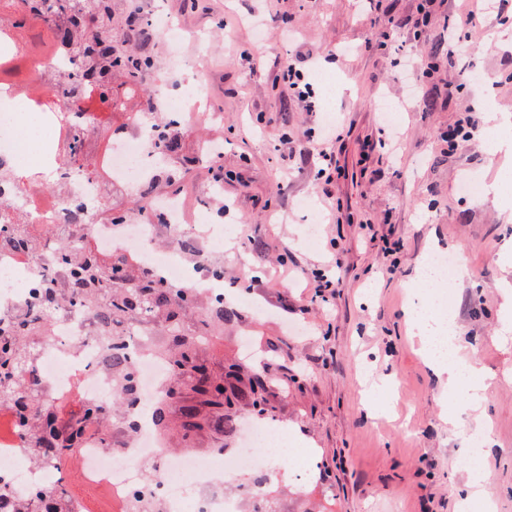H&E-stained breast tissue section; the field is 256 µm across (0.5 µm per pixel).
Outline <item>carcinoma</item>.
Segmentation results:
<instances>
[{
    "label": "carcinoma",
    "instance_id": "cac0c4a2",
    "mask_svg": "<svg viewBox=\"0 0 512 512\" xmlns=\"http://www.w3.org/2000/svg\"><path fill=\"white\" fill-rule=\"evenodd\" d=\"M90 0H0V27L17 32L38 29L47 46L62 43L69 48L70 65L75 76L99 81L119 67L126 78L128 90L141 87L140 76L153 68L148 57L132 56L112 45L115 35L101 38L92 30L80 27L81 16L90 11ZM58 258L73 269L71 292L80 298H106L108 307L97 311L102 325L112 332V372L115 386L123 389L120 399L133 404L137 401L135 377L124 350L126 324L144 315L164 322L175 354L168 358L171 381L165 399H172L174 386L185 375L196 379V398L180 406L183 430L190 440L206 424L224 423V435L235 433L233 416L242 406L263 413L262 398L267 394L271 379L263 369L242 373L239 364L224 366L217 376L196 357L198 344L206 332L185 327L182 313L191 307L195 294L187 288H176L148 274L132 278L126 285L112 279V270L98 264L96 252L77 249L67 244L55 246ZM206 317L219 325L234 324L241 319L239 309L221 298L210 301ZM25 331L48 337L53 324L48 319L32 317L9 330H0V394L13 396L29 440L32 453L48 466H60L65 457L82 441L84 430L76 424L59 435L55 422L43 424V402L31 390L13 388L16 375L27 370L31 355L20 342ZM44 503L43 512H66V493L46 491L18 497L11 502L10 512H35L33 502Z\"/></svg>",
    "mask_w": 512,
    "mask_h": 512
}]
</instances>
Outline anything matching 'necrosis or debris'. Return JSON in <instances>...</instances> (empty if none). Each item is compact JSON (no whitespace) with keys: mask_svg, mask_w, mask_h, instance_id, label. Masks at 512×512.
<instances>
[{"mask_svg":"<svg viewBox=\"0 0 512 512\" xmlns=\"http://www.w3.org/2000/svg\"><path fill=\"white\" fill-rule=\"evenodd\" d=\"M0 64L25 65L34 76L25 84L0 77V324L38 311L55 325L52 340L37 346L32 372L20 373L17 383L38 377L40 396L49 404L75 394L102 405L117 397L110 374L111 336L97 324L91 304L70 297L69 271L55 261L51 249L23 254L9 246L7 236L21 224L48 229L56 240H76L111 253L136 250L168 283L219 294L261 313L244 290L222 287L210 273L209 250H199L194 265L183 262L185 229L173 197L149 194L132 221L120 226L100 222L99 212L112 198H129L152 183L157 148L149 114L130 113L122 129L87 153L96 122L83 102L66 92L68 64L62 52L34 53L28 42L9 33L0 38ZM204 94L205 80L196 73L179 78L161 103L184 126L200 118ZM75 148L86 151L85 160L71 161ZM161 228L169 240L162 253L155 248ZM42 284L53 288L54 301L37 310L31 296ZM125 348L138 376L139 395L126 413L133 423L126 440L116 448L108 436L90 433L70 454L82 466L84 483L105 489L120 512H133L138 496L158 501L163 512H273L269 484L283 460L293 462L300 481L312 475L316 455L288 442L282 426L272 420L243 423L237 448L208 456L174 453L156 434L150 414L163 395L167 364L142 336H128ZM149 465L155 469L150 482L143 476ZM236 479L243 482L240 494H225V483ZM67 483L66 467L53 469L34 459L19 423L0 422L1 495L59 490Z\"/></svg>","mask_w":512,"mask_h":512,"instance_id":"obj_1","label":"necrosis or debris"}]
</instances>
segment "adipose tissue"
I'll return each mask as SVG.
<instances>
[{
  "instance_id": "adipose-tissue-1",
  "label": "adipose tissue",
  "mask_w": 512,
  "mask_h": 512,
  "mask_svg": "<svg viewBox=\"0 0 512 512\" xmlns=\"http://www.w3.org/2000/svg\"><path fill=\"white\" fill-rule=\"evenodd\" d=\"M406 317L421 342L427 365L448 380L449 393H460L459 406L465 416L460 429L485 425L482 414L485 378L476 362L464 356L459 347V328L455 318L438 319L408 306Z\"/></svg>"
}]
</instances>
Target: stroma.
<instances>
[{"mask_svg":"<svg viewBox=\"0 0 512 512\" xmlns=\"http://www.w3.org/2000/svg\"><path fill=\"white\" fill-rule=\"evenodd\" d=\"M421 0H161L191 37L181 46L206 79L205 109L217 124L178 130L179 150L159 175L158 195L179 194L183 222L199 210L228 226L234 248L211 257L225 284L249 279L265 306L215 329L198 349L221 373L251 342L272 362L269 415L290 440L314 449L319 466L304 489L283 464L271 491L282 512H454L455 492L470 465L466 434H453L457 402L422 361L405 321L406 289L434 248L466 273L453 281L462 352L487 377L485 415L492 446L478 462L512 512V334L500 337V285L512 282V220L491 196L465 193L473 177L492 184L512 161L488 153L490 111L512 113V0L485 12L481 29L446 26L459 0H434L429 24L415 30ZM439 68L407 87L421 64ZM293 65L311 74L317 112L285 94L276 79ZM476 68L490 95L461 85ZM342 79L334 96L323 80ZM400 115L388 125L378 109ZM332 126L319 176L318 157L302 158L313 133ZM223 143L224 180L209 196L203 141ZM317 224L314 245L305 225ZM332 268L334 291L318 292L315 275ZM391 396L369 414L365 389L380 377ZM163 439L175 452L207 455L237 447L238 437L210 430L185 442L177 409Z\"/></svg>","mask_w":512,"mask_h":512,"instance_id":"35a3bbf8","label":"stroma"}]
</instances>
